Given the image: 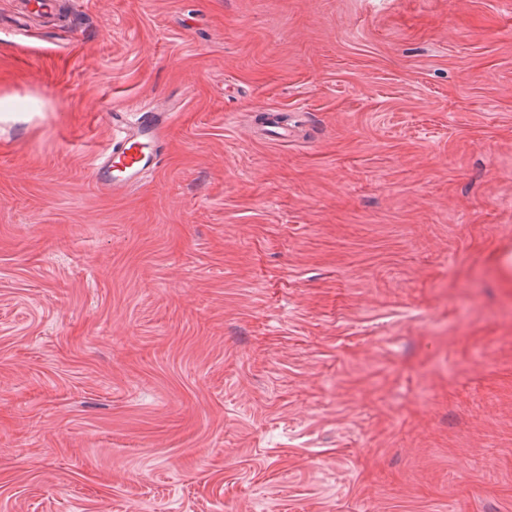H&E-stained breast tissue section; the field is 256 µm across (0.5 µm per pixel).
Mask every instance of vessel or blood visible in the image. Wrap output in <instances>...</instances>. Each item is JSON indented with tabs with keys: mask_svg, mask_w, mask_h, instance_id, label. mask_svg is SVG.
I'll use <instances>...</instances> for the list:
<instances>
[{
	"mask_svg": "<svg viewBox=\"0 0 512 512\" xmlns=\"http://www.w3.org/2000/svg\"><path fill=\"white\" fill-rule=\"evenodd\" d=\"M112 141L92 163L96 183L113 195L137 187L155 169L164 150V117L159 112H113Z\"/></svg>",
	"mask_w": 512,
	"mask_h": 512,
	"instance_id": "1",
	"label": "vessel or blood"
}]
</instances>
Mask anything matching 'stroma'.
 Segmentation results:
<instances>
[{
    "label": "stroma",
    "instance_id": "1",
    "mask_svg": "<svg viewBox=\"0 0 512 512\" xmlns=\"http://www.w3.org/2000/svg\"><path fill=\"white\" fill-rule=\"evenodd\" d=\"M1 99L0 512H512L503 0H0ZM112 141L92 163L96 183L112 195L126 194L157 167L165 150L160 112H111Z\"/></svg>",
    "mask_w": 512,
    "mask_h": 512
}]
</instances>
